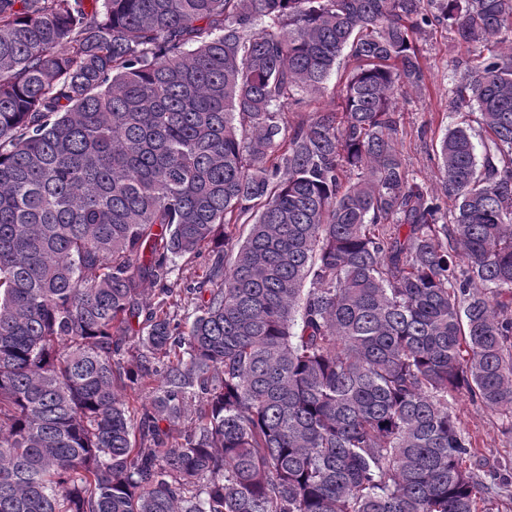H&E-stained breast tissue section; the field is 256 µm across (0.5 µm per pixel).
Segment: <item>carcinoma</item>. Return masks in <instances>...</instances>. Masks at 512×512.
Masks as SVG:
<instances>
[{
	"instance_id": "1",
	"label": "carcinoma",
	"mask_w": 512,
	"mask_h": 512,
	"mask_svg": "<svg viewBox=\"0 0 512 512\" xmlns=\"http://www.w3.org/2000/svg\"><path fill=\"white\" fill-rule=\"evenodd\" d=\"M93 2L0 0V512L492 502L450 399L512 416V0ZM439 26L498 50L428 185ZM445 28H437L426 42H420L423 61L429 73L428 91L398 95L406 135L396 148L402 152L413 172L428 184L438 175L432 150V141L453 127L460 116L448 104V82L452 70L461 64H472L473 55L451 41ZM425 130L424 138L418 131ZM343 74V68L338 71V73L332 74L331 78L326 84V89L324 92L313 95L309 98L308 105L303 106L301 108L292 106L291 110L288 112V120L289 123L294 124L300 119H307L312 112H317L324 109H331L336 105L337 97L334 95V91L336 92L341 85V75ZM299 112V113H292ZM209 262V249L203 248L200 254L192 260V262L179 261L178 266L170 279V286L174 288L175 292L181 295L182 303L185 307L190 305L191 295L186 293V288L196 280L198 274H202V270Z\"/></svg>"
}]
</instances>
